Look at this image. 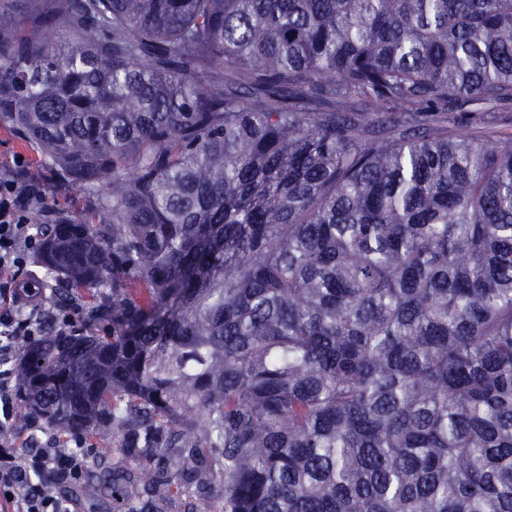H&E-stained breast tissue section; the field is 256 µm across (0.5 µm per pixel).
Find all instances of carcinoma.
Here are the masks:
<instances>
[{
	"instance_id": "1",
	"label": "carcinoma",
	"mask_w": 512,
	"mask_h": 512,
	"mask_svg": "<svg viewBox=\"0 0 512 512\" xmlns=\"http://www.w3.org/2000/svg\"><path fill=\"white\" fill-rule=\"evenodd\" d=\"M75 40L69 44L62 32ZM512 0H0V121L99 198L16 364L113 512H512Z\"/></svg>"
}]
</instances>
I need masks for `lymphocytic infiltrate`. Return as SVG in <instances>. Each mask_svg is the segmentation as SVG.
Masks as SVG:
<instances>
[{"mask_svg":"<svg viewBox=\"0 0 512 512\" xmlns=\"http://www.w3.org/2000/svg\"><path fill=\"white\" fill-rule=\"evenodd\" d=\"M30 165L25 154H14L12 175L0 176V512H66L45 487L79 479L82 459L42 450L22 461L14 452L12 362L20 342L35 339L43 327L41 318L24 317L17 310L24 296L20 270L40 250L31 214L42 203L43 193L38 182L25 177Z\"/></svg>","mask_w":512,"mask_h":512,"instance_id":"obj_1","label":"lymphocytic infiltrate"}]
</instances>
